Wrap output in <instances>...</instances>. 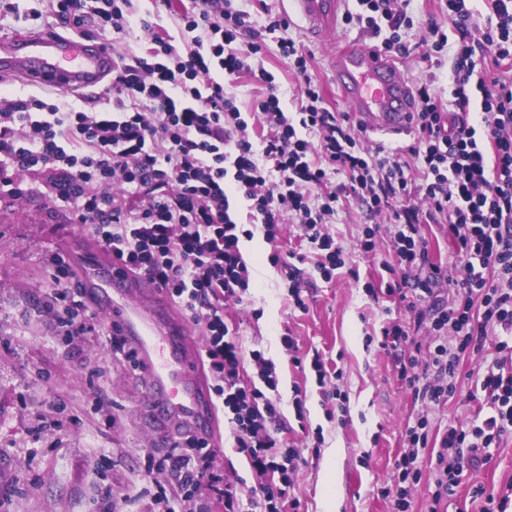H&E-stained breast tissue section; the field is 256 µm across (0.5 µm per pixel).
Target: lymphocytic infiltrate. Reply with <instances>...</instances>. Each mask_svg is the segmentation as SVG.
<instances>
[{
  "instance_id": "f902f5d3",
  "label": "lymphocytic infiltrate",
  "mask_w": 512,
  "mask_h": 512,
  "mask_svg": "<svg viewBox=\"0 0 512 512\" xmlns=\"http://www.w3.org/2000/svg\"><path fill=\"white\" fill-rule=\"evenodd\" d=\"M51 13L72 28L95 21L122 40L143 31L138 55L119 56L101 110L60 111L36 96L0 94V186L19 173L51 170L46 190L69 207L77 223L129 271L166 291L184 315L200 325L201 351L213 392L227 409L236 448L256 473L253 504L281 512L300 449L279 439L282 415L274 367L258 351L253 362L264 389L239 383L244 356L229 335L225 304L242 303L251 274L239 249L231 196L248 202L276 242L285 224L297 225L317 251L324 278L345 264L344 250L328 232L341 204L357 201L370 214L391 211L386 268L397 297L417 322H428L431 341L421 347L397 321L381 330V346L393 354L398 376L415 401L447 403L458 389L459 366L468 354L483 355L480 389L489 413L451 426L433 461L434 501L453 495L463 472L491 460L490 451L512 437V80H492L487 63L512 62V0H439L440 18L426 19L422 62L449 64V99L433 80L418 83L416 140L400 148H367L349 113L325 106L306 56L290 38L279 42L300 84L295 115L282 106L284 93L264 67L249 59L263 33L288 29L287 18L269 17L257 28L249 12L231 0H155L157 11H177L193 44L180 48L148 17L130 14V0H47ZM343 22L380 38L392 57L408 54L414 19L410 0H355ZM244 41L245 52L229 47ZM250 74L265 89L245 120L224 81ZM257 131H250V124ZM345 176L340 186L332 178ZM422 198L425 208L413 205ZM445 226L457 247L455 262H431L421 223ZM479 260L480 270L458 277L459 262ZM47 306L67 336L94 333L117 346L111 329L82 301L66 256L47 264ZM451 297L441 300L442 286ZM429 421L406 430L408 450L396 465L383 497L408 512L422 477L419 451L428 445ZM185 452L150 457L149 470L164 471L175 490L158 489L162 512H187L204 494L232 512L237 487L214 468L216 451L203 438H185ZM280 475L267 482L268 473Z\"/></svg>"
}]
</instances>
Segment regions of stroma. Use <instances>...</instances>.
Instances as JSON below:
<instances>
[{
    "label": "stroma",
    "instance_id": "1",
    "mask_svg": "<svg viewBox=\"0 0 512 512\" xmlns=\"http://www.w3.org/2000/svg\"><path fill=\"white\" fill-rule=\"evenodd\" d=\"M23 20L0 15V40L17 28L34 33L73 35L90 47L107 40L93 23L70 31L56 17L29 19L43 9L42 0H15ZM286 35L309 54L326 105L345 111L331 81L332 45L310 40L303 25L291 20ZM48 170L17 177L23 192L0 190V512H158L155 483L167 474L148 475V454L169 450L143 404V364H130L113 354L104 340L89 334L69 338L46 309L49 283L45 267L50 254L66 250L83 234L69 210L45 191ZM231 209L253 241L262 243L251 263L252 286L242 304L228 305L224 317L244 351H260L275 368L283 419L281 436L302 448L292 474L290 494L298 507L283 512H324L325 466L336 474L338 512H392L380 494L405 450V428L419 417L429 419V442L421 450L430 460L448 426L485 416L481 401L470 399L471 375L479 359L467 356L460 365V389L448 403L431 409L415 403L397 376L391 354L378 341L387 322L407 320L403 305L384 295L390 279L382 264L386 250L363 254L359 240L366 225L387 227L388 217H368L354 203L345 204L328 230L345 253V267L323 280L310 248L295 225H286L277 243L266 242L262 225L254 223L247 202L232 198ZM305 255L301 275L305 309L288 301V282L273 252ZM379 289L367 294L365 283ZM291 334L298 355L282 346ZM320 357L323 373L312 367ZM341 391L342 400L329 399ZM66 422L58 430L56 421ZM222 444L216 458L226 481L238 487L240 512H252L255 475L248 455L235 448L229 423L221 425ZM334 449L325 460L326 449ZM512 482V438L493 449L489 464L465 472L453 495L434 502L435 475L424 468L409 512H481L486 495H499Z\"/></svg>",
    "mask_w": 512,
    "mask_h": 512
}]
</instances>
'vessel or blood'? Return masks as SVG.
<instances>
[{
    "label": "vessel or blood",
    "instance_id": "1",
    "mask_svg": "<svg viewBox=\"0 0 512 512\" xmlns=\"http://www.w3.org/2000/svg\"><path fill=\"white\" fill-rule=\"evenodd\" d=\"M346 0H289L307 32L321 39L336 29ZM111 51L82 45L61 35L18 34L0 43V73L18 77L41 71L64 81V90L98 87L110 73ZM332 79L361 129L384 136L409 133L416 102L405 74L387 56L368 47L339 48L330 58ZM105 254L96 243L81 248L77 258L87 300L107 319L120 323L134 341L146 367L144 404L163 419L176 422L179 433L216 438L215 405L199 360L202 342L189 322L173 309L157 313L141 276L113 271L97 273ZM122 280L125 291L115 300L108 290Z\"/></svg>",
    "mask_w": 512,
    "mask_h": 512
}]
</instances>
